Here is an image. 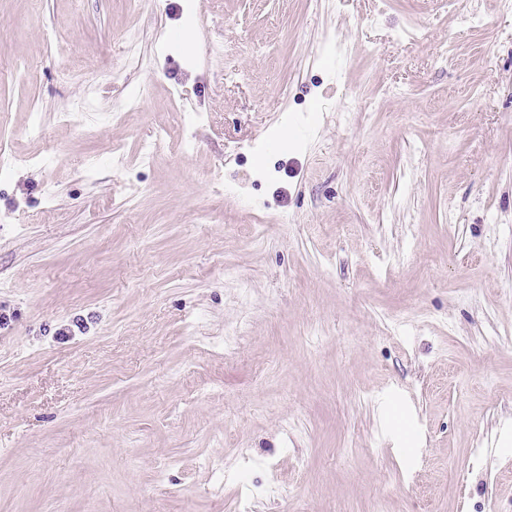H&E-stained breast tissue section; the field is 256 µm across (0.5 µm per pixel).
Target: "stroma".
<instances>
[{
	"label": "stroma",
	"instance_id": "stroma-1",
	"mask_svg": "<svg viewBox=\"0 0 512 512\" xmlns=\"http://www.w3.org/2000/svg\"><path fill=\"white\" fill-rule=\"evenodd\" d=\"M0 313V512H512V8L0 0Z\"/></svg>",
	"mask_w": 512,
	"mask_h": 512
}]
</instances>
